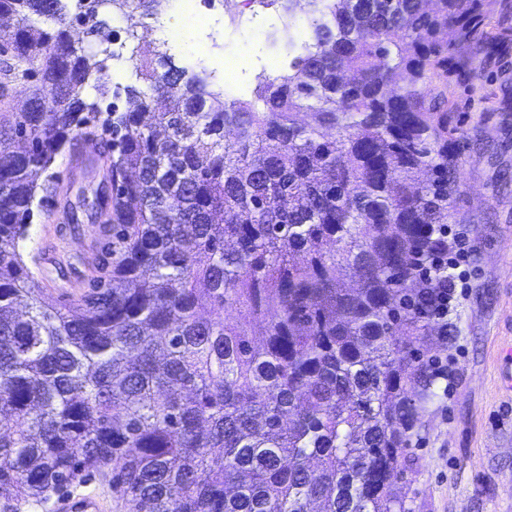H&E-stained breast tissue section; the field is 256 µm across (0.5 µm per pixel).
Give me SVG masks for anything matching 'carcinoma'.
Wrapping results in <instances>:
<instances>
[{"label":"carcinoma","instance_id":"carcinoma-1","mask_svg":"<svg viewBox=\"0 0 512 512\" xmlns=\"http://www.w3.org/2000/svg\"><path fill=\"white\" fill-rule=\"evenodd\" d=\"M309 2L288 72L229 101L149 38L162 0H106L136 41L112 91L111 41L82 46L98 10L81 31L70 0H0V54L37 77L0 115L1 495L110 464L131 512H405L422 275L460 167L429 85L479 0ZM110 93L120 249L59 305L18 241L37 174Z\"/></svg>","mask_w":512,"mask_h":512}]
</instances>
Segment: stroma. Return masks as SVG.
I'll list each match as a JSON object with an SVG mask.
<instances>
[{"label":"stroma","instance_id":"stroma-1","mask_svg":"<svg viewBox=\"0 0 512 512\" xmlns=\"http://www.w3.org/2000/svg\"><path fill=\"white\" fill-rule=\"evenodd\" d=\"M226 53L253 64L288 60L265 28L246 29ZM433 86L447 100L461 137L460 180L450 227L468 236L470 263L453 269L463 293L448 313L450 338L431 333L414 354L433 374L410 389L416 421L407 433L406 469L393 482L406 512H512V392L503 377L512 346V0H481ZM77 138L56 156L53 179L38 191L19 250L40 285L70 300L89 287L102 256L92 204L107 189L105 168L88 163L76 180L65 165L84 150ZM54 194L59 220L44 206Z\"/></svg>","mask_w":512,"mask_h":512}]
</instances>
